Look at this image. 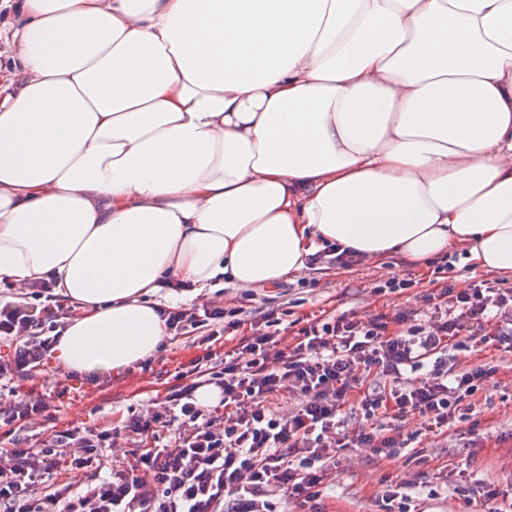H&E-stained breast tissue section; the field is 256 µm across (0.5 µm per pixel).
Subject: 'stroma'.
I'll return each mask as SVG.
<instances>
[{
    "label": "stroma",
    "mask_w": 512,
    "mask_h": 512,
    "mask_svg": "<svg viewBox=\"0 0 512 512\" xmlns=\"http://www.w3.org/2000/svg\"><path fill=\"white\" fill-rule=\"evenodd\" d=\"M399 257L376 265L363 263L349 270L327 266L281 281L279 287L257 289L254 305L272 300L290 301L297 317L320 311H356L369 316L404 305L405 297L372 292L371 282L382 275L407 274ZM204 353L191 336L177 337L164 351L152 356L150 371L134 367L107 373L104 383H88L85 376L63 372L53 379L35 372L21 381L19 392L33 391L58 396V410L49 425L53 430L91 427L116 421L128 406L163 400L174 388L176 367H191ZM497 383L479 395L480 426L473 432L425 436L426 459L414 462L410 449L375 460L357 456L354 449L340 450L335 482L325 491L326 512H381L384 481L412 484L411 495L418 512H467L452 487L437 479L435 471L445 463L469 462L476 479L503 480L512 475V360H499Z\"/></svg>",
    "instance_id": "1"
}]
</instances>
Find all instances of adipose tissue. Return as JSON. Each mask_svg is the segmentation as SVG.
<instances>
[{
    "mask_svg": "<svg viewBox=\"0 0 512 512\" xmlns=\"http://www.w3.org/2000/svg\"><path fill=\"white\" fill-rule=\"evenodd\" d=\"M0 283L122 372L166 279L274 285L318 240L512 276V0H0Z\"/></svg>",
    "mask_w": 512,
    "mask_h": 512,
    "instance_id": "ef3b65f1",
    "label": "adipose tissue"
}]
</instances>
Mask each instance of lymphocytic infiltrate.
Wrapping results in <instances>:
<instances>
[{"label": "lymphocytic infiltrate", "mask_w": 512, "mask_h": 512, "mask_svg": "<svg viewBox=\"0 0 512 512\" xmlns=\"http://www.w3.org/2000/svg\"><path fill=\"white\" fill-rule=\"evenodd\" d=\"M452 265L450 256L434 258L428 289L411 276L376 278L374 293L407 295L408 305L309 321L288 347L279 309H161L169 336L234 335L223 366L200 360L165 400L131 411L121 425L50 431L37 449L19 430L44 416L45 399L0 409V423L18 428L0 445V512H278L280 492L300 512H323V490L336 477L334 449L388 457L408 447L381 418L418 415L443 433L460 423L477 428L472 398L497 368L452 369L446 354L472 352L473 327L512 353V286L483 280L455 291ZM72 317L49 281L30 286L21 303L0 295V343L9 349L0 388L44 365ZM205 386L218 389L216 407L198 401ZM287 394L298 405L284 414ZM121 433L138 441V452L113 459L109 476L96 482L73 481Z\"/></svg>", "instance_id": "lymphocytic-infiltrate-1"}]
</instances>
